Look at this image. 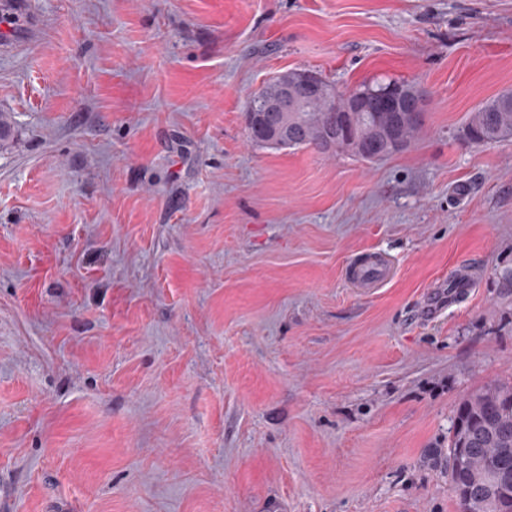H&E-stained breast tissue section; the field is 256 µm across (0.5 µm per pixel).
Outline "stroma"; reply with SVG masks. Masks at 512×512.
I'll return each instance as SVG.
<instances>
[{
    "instance_id": "1",
    "label": "stroma",
    "mask_w": 512,
    "mask_h": 512,
    "mask_svg": "<svg viewBox=\"0 0 512 512\" xmlns=\"http://www.w3.org/2000/svg\"><path fill=\"white\" fill-rule=\"evenodd\" d=\"M289 70L424 126L255 144ZM505 91L512 0H0V512H458L456 407L512 381V141L459 131ZM392 273L389 258L379 256L352 271L350 280L357 288H375L384 283Z\"/></svg>"
}]
</instances>
